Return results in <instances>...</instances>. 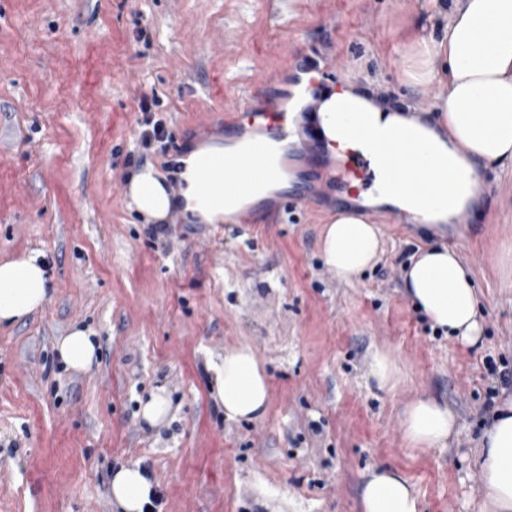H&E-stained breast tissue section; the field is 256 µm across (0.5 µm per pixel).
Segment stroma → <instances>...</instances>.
Returning <instances> with one entry per match:
<instances>
[{
	"label": "stroma",
	"instance_id": "35a3bbf8",
	"mask_svg": "<svg viewBox=\"0 0 512 512\" xmlns=\"http://www.w3.org/2000/svg\"><path fill=\"white\" fill-rule=\"evenodd\" d=\"M420 0H0V258L44 255L49 301L0 325V512H113L110 481L140 462L154 512H360L365 474L412 479L421 512H478L475 459L490 424L485 360L512 367V173L484 169L473 221L490 234L392 224L369 210L383 252L352 280L328 268L324 227L349 203L323 175L221 224L175 217L153 234L128 205L145 165L163 169L232 125L244 91L280 102L319 49L341 84L389 108L429 96L402 83L395 46ZM156 100L168 151L140 144ZM318 201L298 202L308 179ZM457 253L482 305V342L462 347L418 313L402 270L423 245ZM96 334L98 360L67 369L56 343ZM246 344L270 383L260 420H229L210 360ZM399 369L371 377L375 352ZM165 389L174 418L142 402ZM428 395L456 414L447 447L407 448L400 420ZM142 419L152 427L162 425L171 419L172 404L165 389H159L157 393L150 395L149 400L142 404L140 409Z\"/></svg>",
	"mask_w": 512,
	"mask_h": 512
}]
</instances>
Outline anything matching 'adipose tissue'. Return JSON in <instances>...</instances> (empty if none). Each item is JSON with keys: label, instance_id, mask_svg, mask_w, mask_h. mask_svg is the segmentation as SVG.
I'll use <instances>...</instances> for the list:
<instances>
[{"label": "adipose tissue", "instance_id": "ef3b65f1", "mask_svg": "<svg viewBox=\"0 0 512 512\" xmlns=\"http://www.w3.org/2000/svg\"><path fill=\"white\" fill-rule=\"evenodd\" d=\"M441 17L438 36L411 38L399 68L407 85L438 87L437 108L445 134L385 113L350 89L324 94L316 108L329 141L345 143L370 158L375 176L370 204L393 205L423 224H444L468 209L482 192L481 169L512 168V0H453ZM345 108L361 116L365 131L351 132L337 124L336 116ZM369 129L411 149L426 147L439 185L435 200H427L418 189L416 170L393 173L367 139ZM250 149L245 141L200 145L181 158L175 193L153 166H144L128 185L129 205L152 224L175 213L200 224L223 223L288 185L286 175L278 170L280 152L274 147L265 159L271 177L244 192L225 191L220 160L228 154H248ZM380 251V230L361 213L338 211L324 230L323 257L339 278L356 276L377 260ZM403 282L417 309L434 326L447 329L450 338L465 346L481 343L478 295L456 252L446 247L419 250L407 265ZM47 301L48 278L41 254L0 262V324L24 319ZM56 349L66 367L89 369L96 358L95 334L88 328L73 329ZM210 370L215 397L227 418L255 420L264 415L269 386L250 346L226 349L211 362ZM455 428L454 412L433 397H414L404 408L402 438L420 452L447 447ZM478 468L479 512H512V399L500 404L483 434ZM152 489L140 463L120 467L111 480L116 512H144ZM419 505L415 484L400 471L376 468L366 474L362 512H420Z\"/></svg>", "mask_w": 512, "mask_h": 512}]
</instances>
